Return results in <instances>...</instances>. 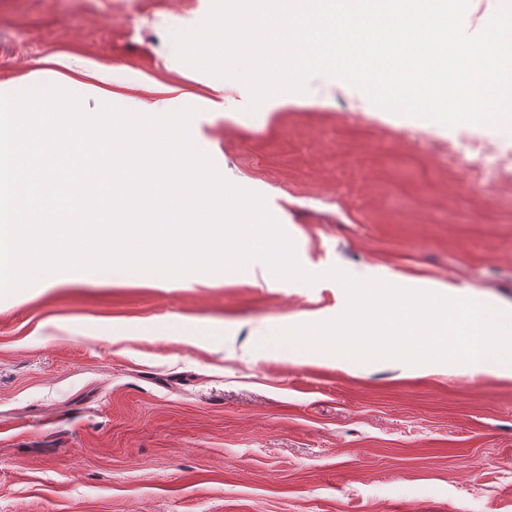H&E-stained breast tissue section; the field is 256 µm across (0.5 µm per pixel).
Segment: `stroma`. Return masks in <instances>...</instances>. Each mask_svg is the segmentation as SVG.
<instances>
[{"label": "stroma", "mask_w": 512, "mask_h": 512, "mask_svg": "<svg viewBox=\"0 0 512 512\" xmlns=\"http://www.w3.org/2000/svg\"><path fill=\"white\" fill-rule=\"evenodd\" d=\"M211 0H0V83L68 56L108 101L195 88L171 29ZM259 122L199 114L216 166L265 196L299 261L441 280L512 307V176L393 126L349 93ZM333 280L262 288L75 286L0 302V512H512V380L343 370L259 349L273 324L335 316ZM101 319L221 325L101 336Z\"/></svg>", "instance_id": "obj_1"}]
</instances>
